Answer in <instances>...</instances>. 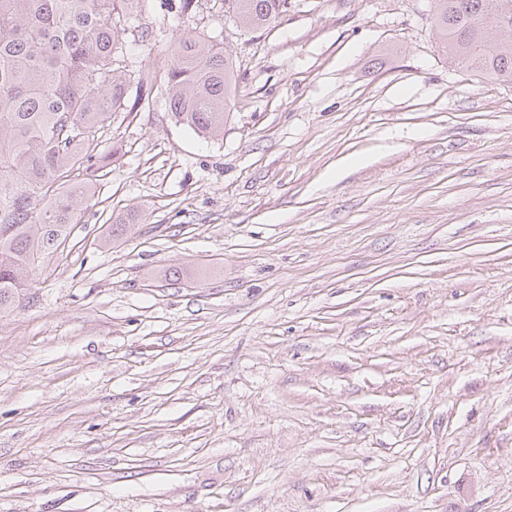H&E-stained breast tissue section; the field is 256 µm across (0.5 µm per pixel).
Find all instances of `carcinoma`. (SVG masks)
<instances>
[{
    "instance_id": "carcinoma-1",
    "label": "carcinoma",
    "mask_w": 512,
    "mask_h": 512,
    "mask_svg": "<svg viewBox=\"0 0 512 512\" xmlns=\"http://www.w3.org/2000/svg\"><path fill=\"white\" fill-rule=\"evenodd\" d=\"M145 0H0V313L19 307L30 276L71 241L77 214L105 176L98 133L129 107L127 20ZM433 28L454 63L512 83V0H432ZM260 30L288 0H224ZM219 44L189 35L167 72L176 122L203 139L224 134L236 90Z\"/></svg>"
}]
</instances>
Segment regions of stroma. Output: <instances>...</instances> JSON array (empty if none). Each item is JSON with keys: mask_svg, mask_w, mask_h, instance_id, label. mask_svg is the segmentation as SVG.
<instances>
[{"mask_svg": "<svg viewBox=\"0 0 512 512\" xmlns=\"http://www.w3.org/2000/svg\"><path fill=\"white\" fill-rule=\"evenodd\" d=\"M289 3L130 19L152 90L0 313V512H512V84L431 0ZM190 32L238 74L215 140L171 117ZM288 0H224V13L247 30H260L288 11Z\"/></svg>", "mask_w": 512, "mask_h": 512, "instance_id": "1", "label": "stroma"}]
</instances>
